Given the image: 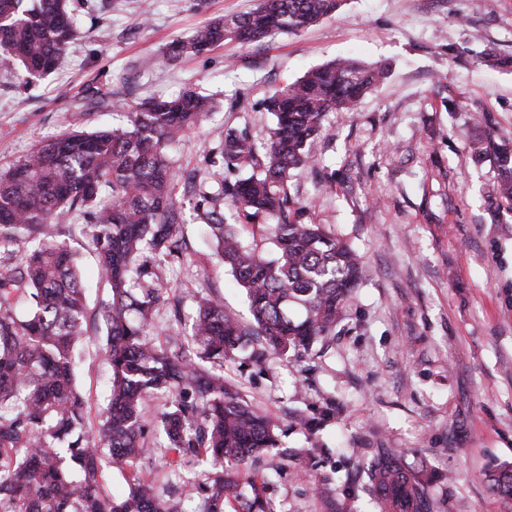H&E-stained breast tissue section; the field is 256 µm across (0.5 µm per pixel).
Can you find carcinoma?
<instances>
[{
  "label": "carcinoma",
  "instance_id": "obj_1",
  "mask_svg": "<svg viewBox=\"0 0 512 512\" xmlns=\"http://www.w3.org/2000/svg\"><path fill=\"white\" fill-rule=\"evenodd\" d=\"M344 0H272L229 20L217 18L167 56L198 55L227 39L263 41L299 32L335 14ZM67 0H0V64L32 77L54 71L78 35ZM384 63L334 60L269 96L274 118L259 149L243 133L224 134L225 168L213 173L218 194H199L195 220L206 226L215 255L244 289L254 325L201 297L186 340L154 342L153 316L167 303L180 315L182 297L162 287L163 263L184 257V216L176 200V171L168 146L211 112L212 99L188 90L134 103L127 122L110 129L64 130L40 142L17 164L0 170V512H187L164 497L135 464L156 450L144 440L142 411L157 392L173 395L157 418L162 460L173 472L194 458L208 469L194 484L199 512H226L235 485L226 464L244 466L280 445L279 426L224 383V358L246 337L272 351L302 356L336 335L363 271L352 249L320 224L303 220L305 207L288 197L292 172L309 163L308 145L328 112H352L385 78ZM497 167L495 194L512 212V142L490 136L482 149ZM252 173L231 180L224 169ZM224 200L240 224H265L270 256L243 243L224 223ZM69 215L95 231V253L108 299L94 319L85 305L76 258L58 240L54 220ZM102 337L110 367L109 401L97 425L88 422L76 381L80 346ZM127 468L128 493L103 490L102 454ZM371 489L391 492L400 512H431L414 472L383 450L365 467ZM512 498V465L489 474Z\"/></svg>",
  "mask_w": 512,
  "mask_h": 512
}]
</instances>
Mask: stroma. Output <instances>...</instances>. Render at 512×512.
Listing matches in <instances>:
<instances>
[{
    "label": "stroma",
    "instance_id": "35a3bbf8",
    "mask_svg": "<svg viewBox=\"0 0 512 512\" xmlns=\"http://www.w3.org/2000/svg\"><path fill=\"white\" fill-rule=\"evenodd\" d=\"M257 0H69L80 34L43 79L0 74V168L66 128L124 123L132 100L192 89L214 108L168 149L181 174L208 183L225 130L264 144L272 116L263 101L308 70L338 58L386 63L389 75L352 112H331L294 171L288 193L360 256L364 280L329 343L296 358L239 352L224 379L281 424L283 451L248 462L227 512L261 492L273 512H395L366 489L363 464L398 451L421 471L433 512H512L489 469L512 463V212L493 191L488 137L512 140V0H346L299 34L234 40L203 54L142 57L210 20ZM112 103L84 102L87 87ZM456 103L449 111L448 103ZM80 255L89 310L107 297L80 225L57 220ZM194 265L172 262L182 314L218 293L226 313L251 316L243 289L213 253L198 222L183 227ZM109 366L85 346L78 379L90 422L105 404ZM324 415L319 430L292 425L290 411Z\"/></svg>",
    "mask_w": 512,
    "mask_h": 512
}]
</instances>
